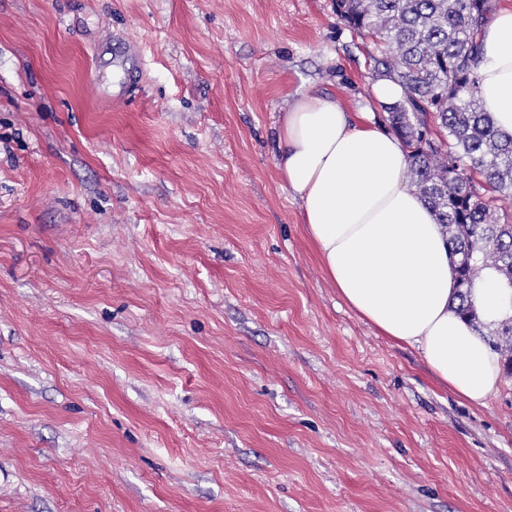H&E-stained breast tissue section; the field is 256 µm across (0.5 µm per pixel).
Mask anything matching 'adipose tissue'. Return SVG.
<instances>
[{"label": "adipose tissue", "instance_id": "1", "mask_svg": "<svg viewBox=\"0 0 512 512\" xmlns=\"http://www.w3.org/2000/svg\"><path fill=\"white\" fill-rule=\"evenodd\" d=\"M475 70L485 111L512 135V0L489 16ZM275 167L300 201L324 272L346 306L476 406L497 393V353L455 311L452 260L432 209L408 185L402 141L336 99L305 94L276 126ZM495 272L473 291L485 317L512 316Z\"/></svg>", "mask_w": 512, "mask_h": 512}]
</instances>
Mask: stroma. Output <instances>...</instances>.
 Listing matches in <instances>:
<instances>
[{"instance_id":"35a3bbf8","label":"stroma","mask_w":512,"mask_h":512,"mask_svg":"<svg viewBox=\"0 0 512 512\" xmlns=\"http://www.w3.org/2000/svg\"><path fill=\"white\" fill-rule=\"evenodd\" d=\"M333 3L0 0V512H512V372L361 320L274 168L372 101Z\"/></svg>"}]
</instances>
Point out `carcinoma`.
I'll list each match as a JSON object with an SVG mask.
<instances>
[{
  "instance_id": "obj_1",
  "label": "carcinoma",
  "mask_w": 512,
  "mask_h": 512,
  "mask_svg": "<svg viewBox=\"0 0 512 512\" xmlns=\"http://www.w3.org/2000/svg\"><path fill=\"white\" fill-rule=\"evenodd\" d=\"M495 0H335L338 20L375 46L370 78L404 88L383 123L409 152L415 191L447 234L458 300L512 365V324L479 315L472 288L486 269L512 288V136L478 96V36ZM435 123L438 131L430 128Z\"/></svg>"
}]
</instances>
